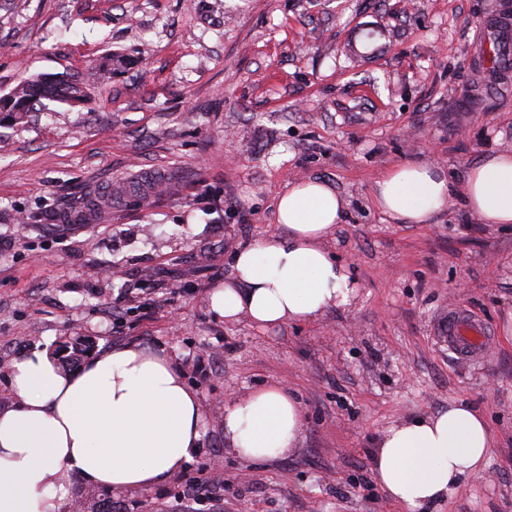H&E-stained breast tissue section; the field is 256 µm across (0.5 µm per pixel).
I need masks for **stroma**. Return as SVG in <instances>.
<instances>
[{
	"label": "stroma",
	"mask_w": 512,
	"mask_h": 512,
	"mask_svg": "<svg viewBox=\"0 0 512 512\" xmlns=\"http://www.w3.org/2000/svg\"><path fill=\"white\" fill-rule=\"evenodd\" d=\"M501 18L512 58V0H0V96L88 81L79 105L0 122V363L161 348L204 413L198 456L166 486L79 484L74 503L166 512L216 458L194 512H402L372 478L376 440L467 401L494 436L485 470L424 512H512V224L479 223L457 195L437 223L390 224L371 199L404 159L458 188L512 148V66L485 78ZM306 179L347 202L327 246L354 305L269 330L218 318L207 294L235 248L286 234L277 197ZM458 309L488 328L482 363L439 338ZM272 381L300 398L304 433L248 466L224 406Z\"/></svg>",
	"instance_id": "obj_1"
}]
</instances>
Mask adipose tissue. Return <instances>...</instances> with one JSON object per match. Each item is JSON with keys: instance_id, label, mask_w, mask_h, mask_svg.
I'll list each match as a JSON object with an SVG mask.
<instances>
[{"instance_id": "adipose-tissue-1", "label": "adipose tissue", "mask_w": 512, "mask_h": 512, "mask_svg": "<svg viewBox=\"0 0 512 512\" xmlns=\"http://www.w3.org/2000/svg\"><path fill=\"white\" fill-rule=\"evenodd\" d=\"M452 187L420 160L393 166L373 187L394 224H433ZM481 223L512 224V148L480 159L461 187ZM346 202L328 183L291 184L276 202L288 233L237 249L233 274L207 295L227 321L265 329L314 321L352 304L348 268L326 248ZM11 396L0 403V512H63L76 483L115 493L165 484L202 446L203 409L171 356L137 344L59 369L46 349L12 361ZM300 401L273 382L224 406V435L239 458L267 464L288 456L303 433ZM492 441L485 415L457 402L448 410L391 425L372 456L377 483L406 512L445 499L461 476L481 473Z\"/></svg>"}]
</instances>
